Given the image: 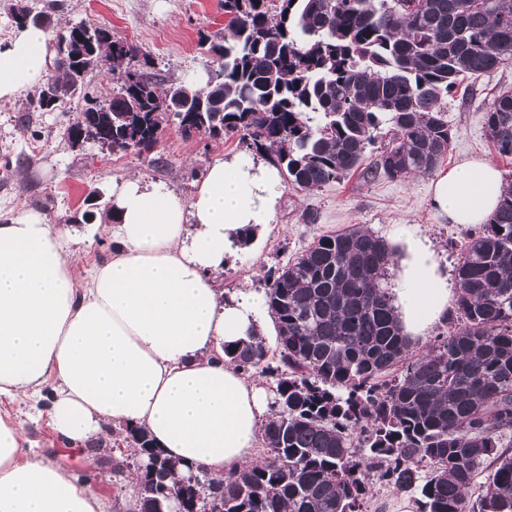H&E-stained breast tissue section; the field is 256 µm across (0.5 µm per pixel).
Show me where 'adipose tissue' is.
Masks as SVG:
<instances>
[{"label": "adipose tissue", "mask_w": 512, "mask_h": 512, "mask_svg": "<svg viewBox=\"0 0 512 512\" xmlns=\"http://www.w3.org/2000/svg\"><path fill=\"white\" fill-rule=\"evenodd\" d=\"M39 27L0 41V104L39 86L50 66ZM277 169L236 156L210 164L191 197L131 177L112 189L117 247L80 266L66 229L18 207L0 219V402L51 388V428L82 448L104 427L148 433L181 473L223 478L260 462L270 410L260 382L224 361V348L266 331L265 295L225 299L217 280L239 231L274 220ZM503 178L470 159L435 175L438 218L469 227L497 209ZM390 294L404 336L426 340L456 288L419 225L392 232ZM0 512H112L97 485L36 453L0 415Z\"/></svg>", "instance_id": "1"}]
</instances>
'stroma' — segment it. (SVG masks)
<instances>
[{
    "instance_id": "1",
    "label": "stroma",
    "mask_w": 512,
    "mask_h": 512,
    "mask_svg": "<svg viewBox=\"0 0 512 512\" xmlns=\"http://www.w3.org/2000/svg\"><path fill=\"white\" fill-rule=\"evenodd\" d=\"M28 4L33 12L50 17L49 36L83 22L133 43L149 56L151 71L162 89L180 82L205 84L214 63L200 54L198 40L201 35L223 31L228 22L222 0H28ZM87 83V98L72 99L52 112L34 111L26 94L0 106V212L22 204L42 212L50 223L66 224L73 235L72 249L93 260L111 253L116 238L111 230L82 221L91 191L111 195L114 185L137 175L167 183L188 197L209 164L240 155L241 149L232 137L184 138L172 124L155 151L163 160L158 167L149 164L146 156L109 153L94 144L74 150L65 136L67 126L87 101H105L117 87L103 69L89 73ZM502 90H512V65L471 80L465 94L449 98L452 142L440 171L476 158L499 169L502 176H512V157L500 156L485 135L486 108L493 94ZM430 181V176L418 175L370 182L355 173L313 190L281 188L274 228L256 234L248 247L227 255L220 275L224 288L236 291L247 282L263 289L266 268L285 263L316 236L354 227L368 228L383 238L393 225H420L448 266H455L467 231L437 219ZM306 210L317 214L316 223H301L300 215ZM52 398L47 389L39 401L15 402L6 410L47 459L78 478L104 484L112 500H120L134 467L109 475L102 460L88 462L87 451L73 450L60 440L48 424Z\"/></svg>"
}]
</instances>
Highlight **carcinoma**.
Returning a JSON list of instances; mask_svg holds the SVG:
<instances>
[{"instance_id":"1","label":"carcinoma","mask_w":512,"mask_h":512,"mask_svg":"<svg viewBox=\"0 0 512 512\" xmlns=\"http://www.w3.org/2000/svg\"><path fill=\"white\" fill-rule=\"evenodd\" d=\"M276 2L224 0V33L199 41L218 69L201 87L162 92L136 45L75 25L31 105L56 108L89 72L122 65L118 92L82 111L88 127L107 121L113 148L149 153L172 120L190 135L178 115L195 113L198 135L220 128L306 190L358 170L372 180L433 171L451 145L448 96L512 63V0ZM485 128L512 157V91L493 97ZM390 260L382 239L355 227L315 237L264 275L277 356L255 336L224 356L274 380L266 459L224 479L221 512H364L378 484L418 495L420 512H512V182L468 234L455 314L418 357L382 284ZM137 473L139 512H160L162 487L185 491L165 457L147 456Z\"/></svg>"}]
</instances>
